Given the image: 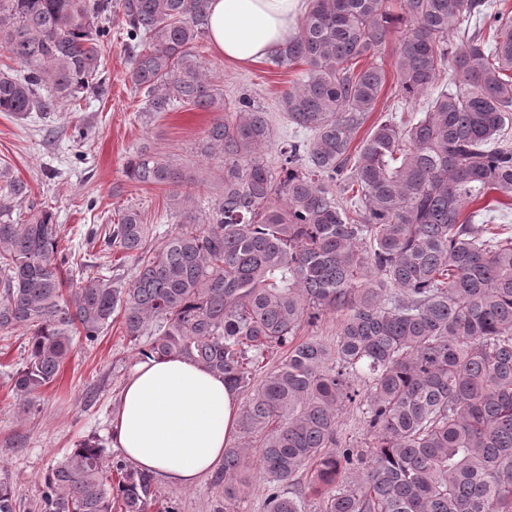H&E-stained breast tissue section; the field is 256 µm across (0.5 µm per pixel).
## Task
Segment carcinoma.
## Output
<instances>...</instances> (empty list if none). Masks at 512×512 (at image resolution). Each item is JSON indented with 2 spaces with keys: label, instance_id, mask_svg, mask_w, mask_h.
<instances>
[{
  "label": "carcinoma",
  "instance_id": "obj_1",
  "mask_svg": "<svg viewBox=\"0 0 512 512\" xmlns=\"http://www.w3.org/2000/svg\"><path fill=\"white\" fill-rule=\"evenodd\" d=\"M207 8L0 0V48L19 66L0 72V112H54L101 93L116 17L145 111L224 108L196 53ZM396 33L394 82L424 106L376 119L354 155L386 83L383 67L360 60ZM272 62L304 66L282 110L312 138L278 141L267 112L238 99L200 145L224 161V192L207 211L184 209L157 250L137 209L105 230L107 247L134 258L124 288L84 273L52 211L15 221L31 189L0 169V339L29 333L13 395L28 407L74 339L91 346L119 317L138 355L194 360L247 395L241 441L216 477L226 500L251 463L265 512H305L310 492L321 512H512V235L464 214L512 206V13L488 0H310ZM272 148L278 174L261 158ZM125 175L168 188L176 205L204 188L146 148ZM336 310L334 344L297 340ZM353 404L370 436L361 449L337 440ZM156 498L152 475L105 463L102 444L84 439L44 475L36 508L150 512ZM0 512H17L6 478Z\"/></svg>",
  "mask_w": 512,
  "mask_h": 512
}]
</instances>
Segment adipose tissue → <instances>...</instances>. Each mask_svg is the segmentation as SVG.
Here are the masks:
<instances>
[{
    "label": "adipose tissue",
    "mask_w": 512,
    "mask_h": 512,
    "mask_svg": "<svg viewBox=\"0 0 512 512\" xmlns=\"http://www.w3.org/2000/svg\"><path fill=\"white\" fill-rule=\"evenodd\" d=\"M307 8L308 0H210L209 39L224 60L246 67L274 57ZM238 411L222 375L181 356L144 357L118 396L112 445L138 470L189 487L223 462Z\"/></svg>",
    "instance_id": "ef3b65f1"
}]
</instances>
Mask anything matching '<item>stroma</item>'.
Instances as JSON below:
<instances>
[{"mask_svg":"<svg viewBox=\"0 0 512 512\" xmlns=\"http://www.w3.org/2000/svg\"><path fill=\"white\" fill-rule=\"evenodd\" d=\"M197 52L208 64L213 84L224 92L225 111H232L238 98L246 96L267 112L277 137L307 138V131L296 130L278 107L297 70L266 60L238 66L218 56L207 40L199 42ZM105 68L108 80L100 95L66 102L60 110L46 114L19 117L0 112V164H7L10 175L31 188L30 197L17 202L14 218L25 220L31 205H46L55 213L64 237L76 240L84 263L111 271L125 285L134 273L133 260L117 250L105 251L103 241H89L87 230L106 229L134 207L154 228L147 241L148 248L154 249L178 220L166 188L128 181L124 173L128 158L146 147L196 171L206 185L198 201L203 209L223 189L224 163L206 158L198 149L217 112L184 106L171 112L144 111L142 97L128 79V52L120 33L112 35ZM79 127L88 130L87 139H73ZM91 199L96 202L92 208L87 205ZM26 344L27 336L21 331L0 342V478L9 479L20 512H35L39 478L77 441L97 438L107 459L119 457L109 429L138 353L121 322L113 321L94 346L75 342L56 381L24 411L12 396L9 376L22 366ZM262 487L258 477H251L243 492L228 501L223 485L215 484L210 475L191 488L161 480L152 512H165L170 505L177 512H263Z\"/></svg>","mask_w":512,"mask_h":512,"instance_id":"35a3bbf8","label":"stroma"}]
</instances>
